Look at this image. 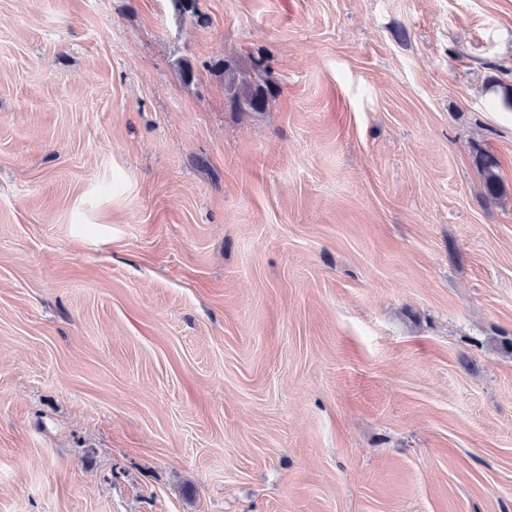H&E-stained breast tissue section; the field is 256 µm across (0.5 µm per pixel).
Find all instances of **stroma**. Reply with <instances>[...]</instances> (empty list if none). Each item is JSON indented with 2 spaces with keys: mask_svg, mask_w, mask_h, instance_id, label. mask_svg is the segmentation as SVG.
<instances>
[{
  "mask_svg": "<svg viewBox=\"0 0 512 512\" xmlns=\"http://www.w3.org/2000/svg\"><path fill=\"white\" fill-rule=\"evenodd\" d=\"M0 512H512V0H0ZM224 88L237 102L241 112H261L266 109L268 89L253 85L245 73L229 64L224 67ZM477 166L482 176L486 196L492 199L500 198L504 193V187L499 172V160L492 154L479 153Z\"/></svg>",
  "mask_w": 512,
  "mask_h": 512,
  "instance_id": "stroma-1",
  "label": "stroma"
}]
</instances>
